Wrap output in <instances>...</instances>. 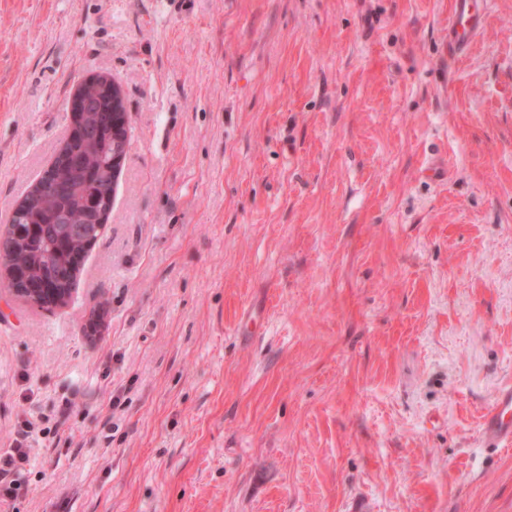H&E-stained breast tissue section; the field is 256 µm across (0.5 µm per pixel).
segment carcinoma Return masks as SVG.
<instances>
[{
    "label": "carcinoma",
    "instance_id": "cac0c4a2",
    "mask_svg": "<svg viewBox=\"0 0 512 512\" xmlns=\"http://www.w3.org/2000/svg\"><path fill=\"white\" fill-rule=\"evenodd\" d=\"M85 96V120L96 136L70 145L74 162L57 169L53 183L29 198L22 223L6 240L7 257L27 272L37 288L73 290L80 270L70 267L71 256L89 251L84 237L59 241L57 219L64 216L71 224H82L100 201L114 198L108 137L112 108L93 87L85 90Z\"/></svg>",
    "mask_w": 512,
    "mask_h": 512
}]
</instances>
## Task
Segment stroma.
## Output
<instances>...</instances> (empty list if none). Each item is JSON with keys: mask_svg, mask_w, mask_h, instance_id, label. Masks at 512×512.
<instances>
[{"mask_svg": "<svg viewBox=\"0 0 512 512\" xmlns=\"http://www.w3.org/2000/svg\"><path fill=\"white\" fill-rule=\"evenodd\" d=\"M0 0V221L105 73L68 304L0 280L14 512H512V0ZM483 0H457L456 8L448 26L452 48L469 43L476 35ZM94 81H99L100 83H103V86H102V89L104 92H107V93H113L115 94V90H118V98L122 101V104L124 106V99H123V95H122V91L119 87V85L116 83L115 80L112 79L111 76L107 75V74H96V75H93V76H88L86 77L85 79H83L78 87V89L74 92V94L71 96V98L68 100V103H67V110L70 114V119H71V124H70V127H69V133L67 135V138L65 139L64 142H66L68 139H70V137L75 134L78 126H77V123L75 121V116L78 115V112H79V102L76 98V95L78 94V91L79 89L85 84H90V83H93ZM112 84V87L110 88L109 85ZM125 108V106H124ZM486 439L498 445L505 439L512 440V386L501 389L486 414L484 422ZM36 430L43 435L50 433L49 429L41 427V419L26 420L8 450L0 453V510L3 512H9L6 508L22 486L24 464L32 449L29 438Z\"/></svg>", "mask_w": 512, "mask_h": 512, "instance_id": "35a3bbf8", "label": "stroma"}]
</instances>
